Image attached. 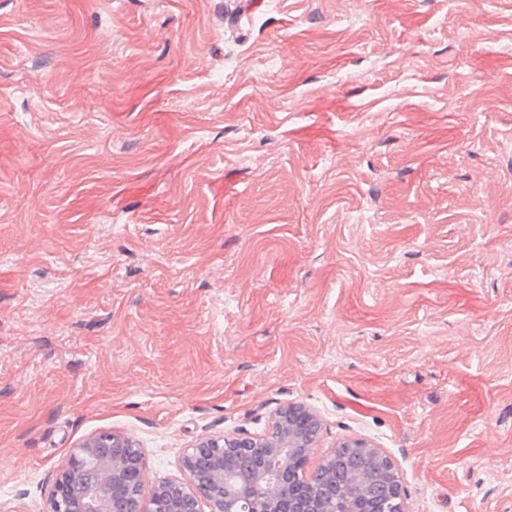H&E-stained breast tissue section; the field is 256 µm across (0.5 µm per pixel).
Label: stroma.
Wrapping results in <instances>:
<instances>
[{
	"mask_svg": "<svg viewBox=\"0 0 512 512\" xmlns=\"http://www.w3.org/2000/svg\"><path fill=\"white\" fill-rule=\"evenodd\" d=\"M224 3L0 0V506L297 402L512 512V0Z\"/></svg>",
	"mask_w": 512,
	"mask_h": 512,
	"instance_id": "1",
	"label": "stroma"
}]
</instances>
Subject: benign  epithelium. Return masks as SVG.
Instances as JSON below:
<instances>
[{"label": "benign epithelium", "instance_id": "7a95c632", "mask_svg": "<svg viewBox=\"0 0 512 512\" xmlns=\"http://www.w3.org/2000/svg\"><path fill=\"white\" fill-rule=\"evenodd\" d=\"M322 430L315 412L297 403L277 409L266 432L204 437L184 455L185 477L162 480L142 493L146 463L140 444L117 430H101L71 448L58 470L47 512H332L336 502L321 498L317 485L333 476L332 451L305 476L307 494L286 499L288 475L305 472ZM354 450L379 467L391 492L390 512H409L402 479L390 458L362 441L344 440L337 449ZM263 452L266 466L247 474L229 471V453ZM361 471L352 472L342 495L348 502L367 496Z\"/></svg>", "mask_w": 512, "mask_h": 512}]
</instances>
